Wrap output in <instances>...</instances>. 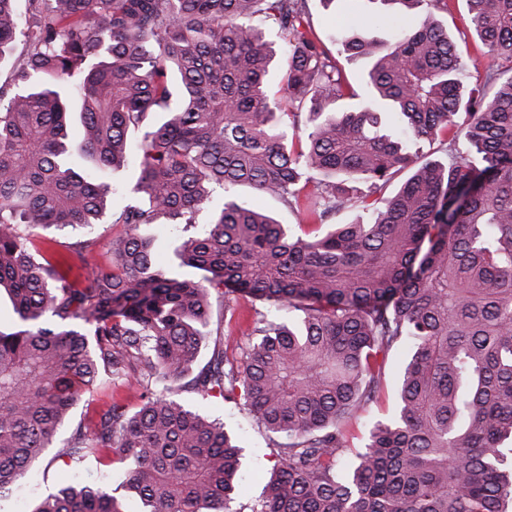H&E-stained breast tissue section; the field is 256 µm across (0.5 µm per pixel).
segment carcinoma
<instances>
[{
	"label": "carcinoma",
	"mask_w": 512,
	"mask_h": 512,
	"mask_svg": "<svg viewBox=\"0 0 512 512\" xmlns=\"http://www.w3.org/2000/svg\"><path fill=\"white\" fill-rule=\"evenodd\" d=\"M369 2L395 37L358 25L332 49L308 0H0V64L16 53L0 84V289L23 322L0 330V496L104 378L139 408L111 398L57 454L117 459L125 480L61 487L31 512H229L238 438L174 394L221 334L219 299L256 340L232 360L215 341L195 389L243 400L272 438L279 465L250 512H512V68L468 90L437 19L448 0ZM464 2L487 53L512 58V0ZM266 20L286 40L281 97ZM341 56L368 61L358 81ZM435 144L445 157L423 151ZM128 165L112 186L125 232L69 243L85 270L71 282L30 228L102 223L103 180ZM245 187L303 223L245 205ZM346 207L363 216L335 223ZM206 210L157 265L158 220ZM248 297L297 316L244 317ZM404 349L396 410L373 421Z\"/></svg>",
	"instance_id": "obj_1"
}]
</instances>
